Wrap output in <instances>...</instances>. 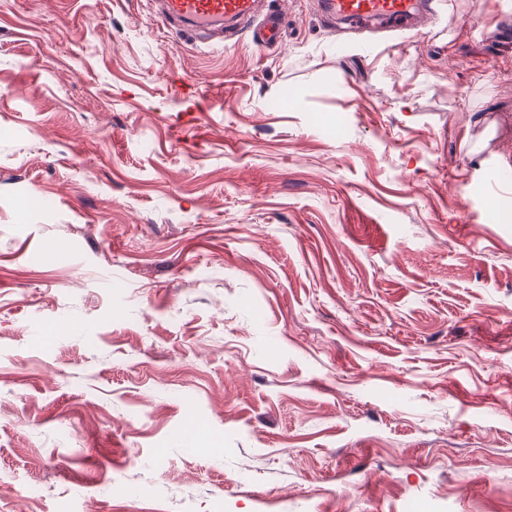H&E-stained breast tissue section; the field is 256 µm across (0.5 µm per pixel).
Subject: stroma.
Masks as SVG:
<instances>
[{
  "mask_svg": "<svg viewBox=\"0 0 512 512\" xmlns=\"http://www.w3.org/2000/svg\"><path fill=\"white\" fill-rule=\"evenodd\" d=\"M271 6L0 0V512H512V0ZM260 0H159L162 17L200 37L259 18ZM431 0H321L324 15L357 30L377 22L385 31H404L426 22L433 14Z\"/></svg>",
  "mask_w": 512,
  "mask_h": 512,
  "instance_id": "obj_1",
  "label": "stroma"
}]
</instances>
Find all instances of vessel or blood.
I'll return each mask as SVG.
<instances>
[{
	"label": "vessel or blood",
	"instance_id": "1",
	"mask_svg": "<svg viewBox=\"0 0 512 512\" xmlns=\"http://www.w3.org/2000/svg\"><path fill=\"white\" fill-rule=\"evenodd\" d=\"M162 17L198 36H208L241 24L257 22L263 41L280 39L282 23L272 13L260 14L259 0H159ZM324 15L357 30L377 22L388 31H404L426 22L432 0H321Z\"/></svg>",
	"mask_w": 512,
	"mask_h": 512
}]
</instances>
